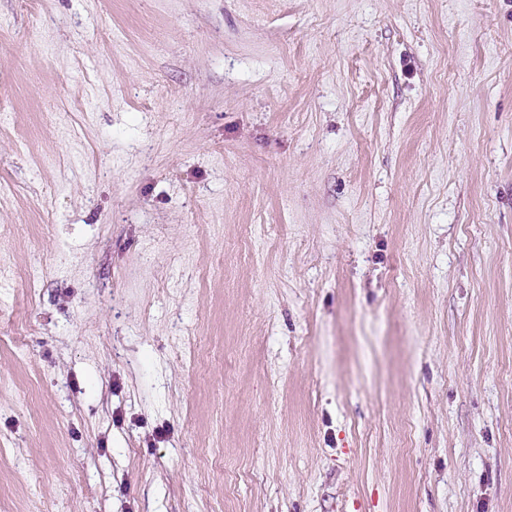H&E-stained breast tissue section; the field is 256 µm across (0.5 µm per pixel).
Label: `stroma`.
<instances>
[{"label":"stroma","mask_w":512,"mask_h":512,"mask_svg":"<svg viewBox=\"0 0 512 512\" xmlns=\"http://www.w3.org/2000/svg\"><path fill=\"white\" fill-rule=\"evenodd\" d=\"M1 226L0 512H512V0H0Z\"/></svg>","instance_id":"stroma-1"}]
</instances>
